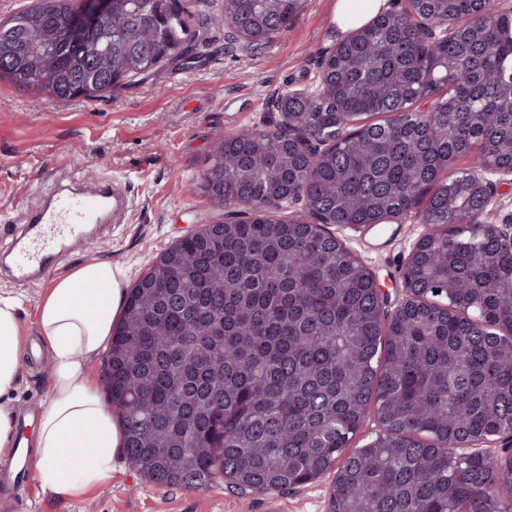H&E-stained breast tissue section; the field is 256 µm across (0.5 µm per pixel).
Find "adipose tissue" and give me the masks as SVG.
Segmentation results:
<instances>
[{"label": "adipose tissue", "mask_w": 512, "mask_h": 512, "mask_svg": "<svg viewBox=\"0 0 512 512\" xmlns=\"http://www.w3.org/2000/svg\"><path fill=\"white\" fill-rule=\"evenodd\" d=\"M387 6L388 0H335L337 35L365 26ZM124 282L120 266L87 263L54 278L38 304V348L50 360L51 382L36 431L35 478L58 498L107 482L122 451L93 363L112 338ZM20 304L18 297L0 296V461L10 457L16 435L10 403L23 356Z\"/></svg>", "instance_id": "obj_1"}]
</instances>
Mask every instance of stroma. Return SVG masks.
<instances>
[{"label":"stroma","mask_w":512,"mask_h":512,"mask_svg":"<svg viewBox=\"0 0 512 512\" xmlns=\"http://www.w3.org/2000/svg\"><path fill=\"white\" fill-rule=\"evenodd\" d=\"M334 0H303L287 28L258 52L227 46L214 30L194 59L164 64L156 73L90 101L61 103L0 79V252L16 236L6 216L19 206L40 207L57 162L74 164L90 177L127 185L126 223L101 229L93 242L78 243L57 267L63 275L89 261H109L136 281L171 244L196 226L217 221L198 189L216 140L244 128L275 130L283 117L270 97L314 85L317 63L333 33ZM42 180H33V173ZM372 269L388 309L405 297L403 265L427 227L399 224L343 228L327 225ZM42 283L16 284L0 269V294L20 297L21 326L35 339ZM46 357L23 356L12 398L18 416L37 418L46 398ZM109 483L88 494L57 499L42 488L26 494L0 485V512H332V473L284 492H241L221 481L203 491L159 487L117 456Z\"/></svg>","instance_id":"stroma-1"}]
</instances>
